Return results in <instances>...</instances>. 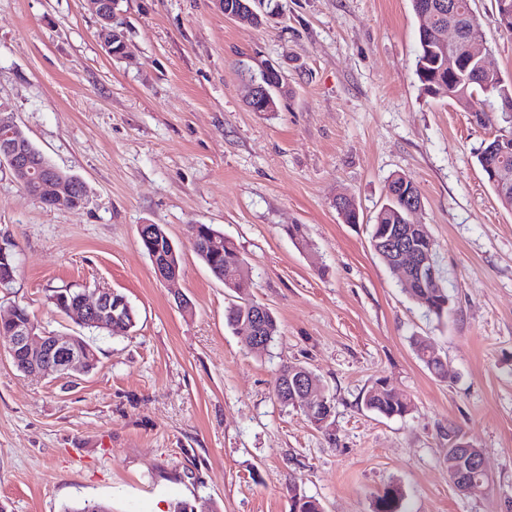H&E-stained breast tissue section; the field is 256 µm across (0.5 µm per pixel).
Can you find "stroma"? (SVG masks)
Listing matches in <instances>:
<instances>
[{
    "label": "stroma",
    "mask_w": 512,
    "mask_h": 512,
    "mask_svg": "<svg viewBox=\"0 0 512 512\" xmlns=\"http://www.w3.org/2000/svg\"><path fill=\"white\" fill-rule=\"evenodd\" d=\"M260 26L214 0H119L128 44L108 54L84 0H0V108L61 170L84 207H46L0 169V232L17 243L12 300L60 336L80 318L53 291L106 288L137 322L96 335L98 362L34 379L0 337V512H375L391 486L407 512H512V210L474 152L495 131L423 94L411 0H274ZM483 48L512 81V34L495 0H473ZM288 82L273 112L245 83L265 68ZM419 187L450 310L435 318L370 244L391 176ZM356 224L343 223L337 195ZM178 246L160 281L138 228ZM210 224L251 267L255 300L280 336L246 349L225 324L233 302L194 254L188 227ZM301 224L306 244L285 225ZM192 304L183 312L175 300ZM430 338L447 378L411 339ZM284 363L313 370L334 413L317 429L273 393ZM407 398L386 418L363 406L377 382ZM481 448L490 482L464 494L448 476V436Z\"/></svg>",
    "instance_id": "35a3bbf8"
}]
</instances>
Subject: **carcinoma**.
Segmentation results:
<instances>
[{
    "mask_svg": "<svg viewBox=\"0 0 512 512\" xmlns=\"http://www.w3.org/2000/svg\"><path fill=\"white\" fill-rule=\"evenodd\" d=\"M413 10H422L428 14L424 19L426 27L418 28L417 54L415 58V74L424 94L431 97H442L456 106L474 115H482L484 125L504 124L505 104H512V83L493 82L486 80L478 62L467 59L466 41L483 38L481 24L472 7V0H412ZM454 26L459 35V42L444 46L434 40L438 29ZM452 54L460 62L459 68L448 73L443 56ZM502 173L506 180L492 186L496 197L504 208L512 207V149L502 161ZM421 196L415 183L407 176L395 174L387 187L386 202L375 216L372 224L371 238L384 237L388 226L404 225L407 221L408 196ZM190 236L198 259L208 268L211 274L224 283V288L237 295V302L225 311V322L234 331L250 320V312L256 301L251 298L250 288L252 277L241 276L242 264L245 263L234 243L224 237V233L215 230L208 224H192L189 226ZM169 236L164 228L154 225V234L149 239H140L146 253L158 252L168 256L167 271L171 275L180 273L181 256L179 251H171ZM403 290L417 299L428 313L441 319L448 315L447 288H432L421 283L417 278L407 280ZM255 334L261 336L266 344H272L279 335V326L273 313L266 314L260 321ZM416 356L434 375L445 378L443 361L434 350L432 343L425 336H416L412 340ZM298 364H284L277 370L273 391L277 402L285 407H296L290 393H280L282 374ZM364 407L385 417H401L410 411V403L406 399L378 382L366 391ZM403 494L400 489H387L377 499L376 512H402Z\"/></svg>",
    "mask_w": 512,
    "mask_h": 512,
    "instance_id": "obj_1",
    "label": "carcinoma"
}]
</instances>
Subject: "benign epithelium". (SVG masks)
<instances>
[{"mask_svg": "<svg viewBox=\"0 0 512 512\" xmlns=\"http://www.w3.org/2000/svg\"><path fill=\"white\" fill-rule=\"evenodd\" d=\"M119 0H85V5L99 20L100 31L106 48L119 44L117 54L124 53L126 35L120 13L116 11ZM224 15L236 22H243V18L273 19L276 8L270 7V0H236L226 4L225 0H216ZM481 40L474 39L468 43V53L477 60L484 74L489 79L498 80L500 76L491 70L485 57L478 50ZM287 82L285 77L275 69L265 70L264 80L259 82L252 78L248 80L247 101L256 112H264L273 105L272 91L282 94L285 92ZM0 130L4 137L0 141V167L7 168L12 175L22 183H33L39 193L54 203H65L73 208L84 205L73 190V176L61 171L53 165H48L34 156L26 146V138L20 125L9 113L0 108ZM427 231V228L413 221L403 232L396 234L384 242L385 251L389 254L388 262L393 268L401 270L403 277L410 273L420 276L426 275L432 285L439 283L440 274L434 266L429 253L415 251L407 246V236L412 232ZM14 239L10 235H0V292L5 298H10L11 289L16 282ZM130 308L126 297L109 289L96 288L92 291L82 290L73 305L67 312L76 313L82 321L112 330L124 325L119 319V313ZM19 311V305L9 304L0 317L4 318L6 325L0 330L10 336L9 355L16 359L19 354L24 355L27 375L43 376L49 370L60 375L71 372L86 371L87 360L85 353L74 341L72 336H58L51 332L39 331L32 322L21 323L14 317ZM283 388L297 391L296 403L311 418L325 412L329 408L328 397L319 393V390L308 380L304 371H294L286 376ZM472 472L479 473L483 479H489L485 468L484 456L474 451V446L467 441L457 443L448 452V473L456 488L460 492L469 493L478 490V484L469 479Z\"/></svg>", "mask_w": 512, "mask_h": 512, "instance_id": "obj_1", "label": "benign epithelium"}]
</instances>
